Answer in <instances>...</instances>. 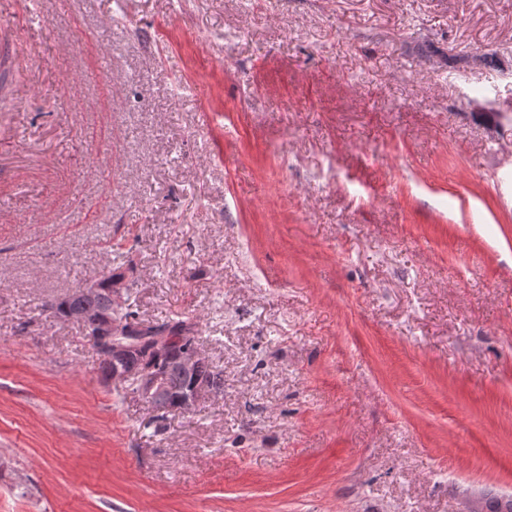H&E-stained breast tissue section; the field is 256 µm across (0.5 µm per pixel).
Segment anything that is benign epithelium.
<instances>
[{
  "mask_svg": "<svg viewBox=\"0 0 512 512\" xmlns=\"http://www.w3.org/2000/svg\"><path fill=\"white\" fill-rule=\"evenodd\" d=\"M69 320L79 322L93 348L112 361L110 379L119 384L133 383L137 386V395L147 402L154 412L159 413L156 400L163 394L172 392L166 376L158 371L154 359L163 355L173 340L163 332L151 337L149 347L144 349L140 337L133 328L120 322L116 316L104 314L97 317L82 309H72ZM180 371L188 376L195 375L206 359L196 349L186 347L177 359ZM214 394V390L201 379H196L192 387L179 396L180 410H192L202 399ZM491 498L490 491L478 495H468L458 512H483L486 502Z\"/></svg>",
  "mask_w": 512,
  "mask_h": 512,
  "instance_id": "7a95c632",
  "label": "benign epithelium"
}]
</instances>
